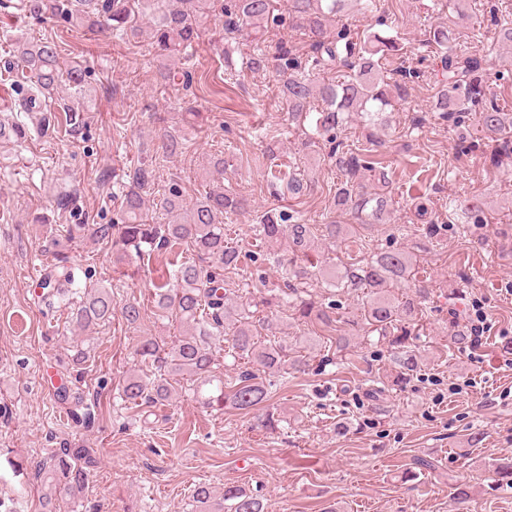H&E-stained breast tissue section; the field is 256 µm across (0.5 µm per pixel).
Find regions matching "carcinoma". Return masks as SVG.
Here are the masks:
<instances>
[{
    "label": "carcinoma",
    "mask_w": 512,
    "mask_h": 512,
    "mask_svg": "<svg viewBox=\"0 0 512 512\" xmlns=\"http://www.w3.org/2000/svg\"><path fill=\"white\" fill-rule=\"evenodd\" d=\"M92 5L85 11L75 8L67 0H34L33 10L61 12L80 27L99 28L112 32L121 40L131 34L142 33L137 16L149 20L147 33L159 55L173 57L192 45L205 28L208 14L203 0H83ZM377 9L376 0H285L284 12H279L274 0H224L222 12L227 17L226 30L230 33L266 31L289 22L291 28L307 37L302 46L280 41L273 53L262 50L252 54L249 66L254 71L272 67L281 81V94L288 109V120L306 125L305 149L316 136L336 141L349 115L356 113L368 121L366 139L379 147L387 118L384 117L392 100L407 101L409 88L405 79L391 76L381 59L399 55L400 44L378 31L352 35L347 27L336 28V17L348 11L369 13ZM427 43L432 45L448 68V79L442 81L436 99L438 115L459 127H467L470 116L477 126L501 140V149L509 151L512 143V113L495 105L479 107L489 94V84L482 79L481 62L473 55L457 51L448 28L442 24L430 27ZM13 56L29 72L21 106L25 112L41 111L42 100L60 86L75 90L69 97L67 112H83L92 97L85 88L83 71L71 68L63 74L59 68L57 47L52 41L17 40L12 43ZM183 149L180 138L166 134L162 157L178 155ZM340 181L336 183L334 202L336 210L350 213L361 225L390 223L387 197L360 190V181L367 172H379V179H387L384 170L377 169L373 150L364 153L334 152ZM299 167L290 166L286 187L292 195L306 192L308 184L299 178ZM151 172L143 167L134 170L131 181L120 201L118 221L114 224H74L68 240L90 235L99 240L112 241V266L118 268L128 261L145 256L173 254L181 261L173 269L176 287L169 283L155 286L157 308L179 319L182 334L171 346L159 344L153 336L140 341L137 352L141 361H160L168 368L163 373L156 369L152 377L132 373L122 380L121 393L130 403L163 404L178 395L180 380L187 377L193 392L201 403H226L247 413L266 407L271 399V381L268 374H286L290 370L304 373L309 360L293 356L288 346L272 342L262 336L269 329V316L262 308L285 305L299 320L319 322L327 327L338 322L334 301L320 302L310 294V280L319 279L338 292L363 294L360 307L364 337L378 335V341L387 345L394 357L396 371L392 385L401 387L420 370L418 355L422 334L416 331V318L424 290L405 299L390 294V288L416 278L417 257L400 248L377 249L372 241H359L357 253L340 258L326 257L317 274L295 260L307 254L315 243L316 233L334 243L344 235L341 224H303L292 213L268 210L255 225L260 243H282L284 252H269L266 260L273 266L288 264L284 287L269 289L270 295L245 302L239 290L226 287L224 271L239 269L241 252L224 235L225 221L249 208L243 195H233L216 188L205 192L192 204L186 205L178 188L172 186L161 201V209L168 222L155 223L146 200V188ZM453 215L463 224L485 222L481 203L470 201L464 205H449ZM190 248L201 259L184 257V248ZM77 285L75 268L66 258L55 262L44 273L40 282L44 298H64L66 289ZM112 287L93 285L72 310V322L79 328L112 320ZM229 344L231 357L245 360L256 370L240 371L235 383H224L216 373L218 340ZM69 364L85 370L90 355L76 344L67 353ZM71 419L88 425L94 418L93 406L78 403L69 411ZM94 460L84 448H65L44 460L37 474L45 475L44 498L51 500L53 491L63 489L75 496L82 492ZM498 485L512 488V460L494 466ZM193 501L199 512H268V506L259 494L236 485L224 486V494H214L206 483L194 486Z\"/></svg>",
    "instance_id": "carcinoma-1"
}]
</instances>
